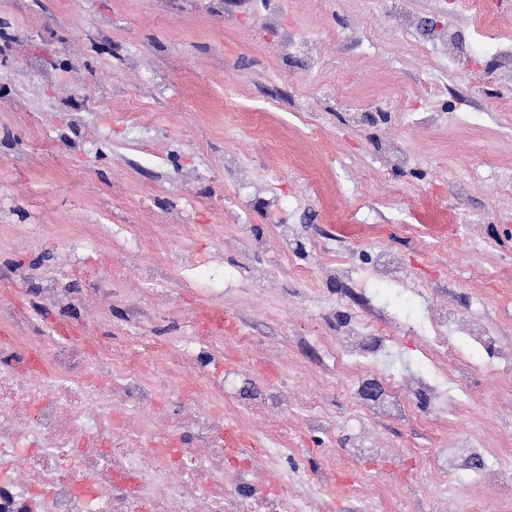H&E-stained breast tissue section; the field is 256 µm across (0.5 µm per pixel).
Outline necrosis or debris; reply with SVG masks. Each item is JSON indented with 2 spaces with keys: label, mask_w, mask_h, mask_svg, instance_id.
<instances>
[{
  "label": "necrosis or debris",
  "mask_w": 512,
  "mask_h": 512,
  "mask_svg": "<svg viewBox=\"0 0 512 512\" xmlns=\"http://www.w3.org/2000/svg\"><path fill=\"white\" fill-rule=\"evenodd\" d=\"M55 283L51 277L45 286L59 313L50 325L37 316L40 302L0 299V512H311L303 484L334 492L346 464L384 455L368 427L382 416L429 433L443 421L452 426L448 448L407 451L443 478L468 472L493 485L512 465L511 447L499 467L486 465L488 451L462 416L470 363L448 355L406 386L385 382L380 361L399 339L385 321L367 319L369 301L320 343L347 382L346 415L359 428L344 448L323 452L319 467L296 474L281 466L289 452L281 429L252 428L249 416L253 409L285 415L281 393L262 384L246 410L225 405L224 380L209 372L223 336L147 333L156 314L143 297L126 300L117 331L86 307L120 289L102 283L62 295ZM453 326L486 351L485 380L512 383V358L492 353L487 327L448 308H427L429 352L447 347Z\"/></svg>",
  "instance_id": "4bbe7bcc"
}]
</instances>
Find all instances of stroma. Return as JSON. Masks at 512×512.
<instances>
[{"label":"stroma","instance_id":"35a3bbf8","mask_svg":"<svg viewBox=\"0 0 512 512\" xmlns=\"http://www.w3.org/2000/svg\"><path fill=\"white\" fill-rule=\"evenodd\" d=\"M459 0H409L433 26L463 33L471 48L426 44L425 56L401 49L417 42L387 0H0V264L22 267L21 298L43 280L89 288L117 271L131 295L150 298L161 336H189L198 306H219L238 329L259 336L224 360L279 386L296 366L318 370L306 337L336 334L337 305L350 291L372 310L400 320L427 304L488 326L512 351V194L493 187L512 171V73L497 66V43L512 28L477 26ZM319 41L317 63L302 55ZM181 101L183 111L168 108ZM147 112L139 126L130 113ZM383 120L364 122L365 114ZM403 140L413 160L392 169L380 140ZM452 181L471 183L449 196ZM70 236L88 224L101 235L77 251L39 240ZM224 227L215 236L212 225ZM291 224L300 240L320 239L355 252L385 246L401 264L409 292L389 279L354 285L328 281L329 257L307 258L317 280L301 284L280 263L276 227ZM373 235L358 243L354 225ZM458 230L447 247L429 244L440 225ZM498 269L497 282L475 279L468 264ZM169 265L167 282L150 285L140 265ZM275 273L256 291L252 268ZM214 278L196 286L199 270ZM425 346L406 334L383 367L405 385ZM336 418L328 436L309 434L299 411L281 422L292 452L289 469L315 467L324 449L343 447L350 430L340 415L345 390L323 388ZM479 440L512 428V392L474 387L466 401ZM388 453L347 468L365 498L387 497L395 512H512V470L502 486L472 495L468 477L436 497L440 477L415 465L407 448H434L448 435H425L407 422L374 428Z\"/></svg>","mask_w":512,"mask_h":512}]
</instances>
